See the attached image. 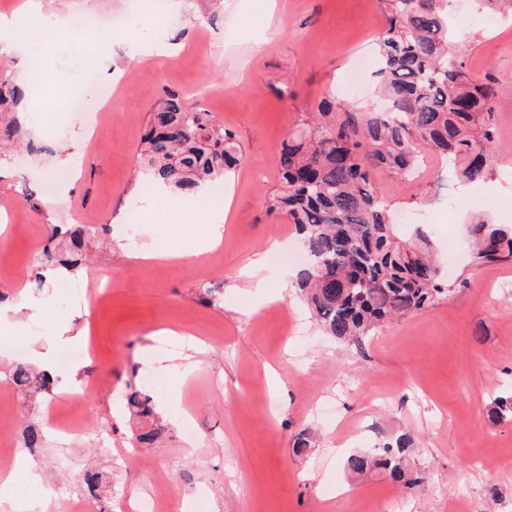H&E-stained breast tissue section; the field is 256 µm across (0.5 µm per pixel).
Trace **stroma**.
Wrapping results in <instances>:
<instances>
[{
	"label": "stroma",
	"mask_w": 512,
	"mask_h": 512,
	"mask_svg": "<svg viewBox=\"0 0 512 512\" xmlns=\"http://www.w3.org/2000/svg\"><path fill=\"white\" fill-rule=\"evenodd\" d=\"M44 13L84 14L101 21L127 12L130 0H40ZM174 54L129 59L120 28L112 62L97 71L111 82L112 100L93 116L66 114L76 96L92 97L95 71L79 57L63 63L46 35L39 55L18 47L0 57V79L15 80L33 66L51 68L58 84L40 83L31 109L19 118L42 153L0 160V478L16 459L33 464L41 480L68 494L89 493L86 470L99 474L94 493L105 512H128L132 491L168 490L162 512H512V420L490 418L496 396L512 392V262L471 263L464 226L487 219L512 225V26L501 18L461 29L465 64L477 79L498 80L495 121L499 151L484 182L473 189L484 208L452 212L455 178L445 160L428 153L419 175L398 182L385 171L374 180L395 215L424 225L454 291L434 307L390 322L362 345L326 336L297 288L280 294L302 260L300 235L266 198L278 184L279 156L290 129L316 111L327 93L339 104L372 102L373 41L385 26L378 0H183L157 17ZM289 97L278 95L279 88ZM185 92L231 131L241 161L227 175L230 211L220 247L199 256L144 263L129 247L165 248L175 225L196 224L206 213L197 199L149 190L136 177V157L148 116L165 91ZM71 155L76 173L66 188L45 183ZM145 198L153 219L138 220ZM125 209L128 224L113 229ZM95 228L85 242L87 267L60 272L35 288L33 267L54 227ZM283 254L273 262L271 251ZM257 269L261 287L244 272ZM89 280L105 292L90 302L82 338L57 341L59 320L75 312L64 290ZM220 302L205 300L207 290ZM42 305L34 315L33 305ZM26 335L16 356L11 340ZM50 349L54 386L30 404L7 376L16 360L34 363ZM80 352L84 379L94 390L83 420L69 415L71 368L63 351ZM156 381L155 412L165 424L156 445L134 446L145 419L131 414L126 396L145 375ZM192 412V433L176 422ZM33 424L48 436L43 447L22 446ZM312 431L306 452L295 450ZM409 438L408 463L421 476L414 489L383 473L353 477L347 455Z\"/></svg>",
	"instance_id": "1"
}]
</instances>
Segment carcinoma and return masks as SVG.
I'll return each mask as SVG.
<instances>
[{
	"instance_id": "carcinoma-1",
	"label": "carcinoma",
	"mask_w": 512,
	"mask_h": 512,
	"mask_svg": "<svg viewBox=\"0 0 512 512\" xmlns=\"http://www.w3.org/2000/svg\"><path fill=\"white\" fill-rule=\"evenodd\" d=\"M386 17L376 37L374 77L387 111L369 104L323 103L312 124L298 126L280 154V187L268 198L303 236L308 255L296 283L318 324L337 339L359 344L379 324L427 309L451 289L442 283L420 228L405 236L374 185L378 169L403 179L423 152L453 162L459 182L486 177L496 151L494 102L498 80L473 79L464 69L465 45L449 30L448 0H380ZM28 88L0 82V146L26 139L13 108ZM239 164L233 134L210 113L168 93L151 112L138 169L154 188L187 196ZM478 264L512 261V229L487 220L468 225ZM12 385L37 401L50 391L43 372L18 363ZM151 396L133 391L129 405L150 417ZM408 448L385 445L345 460L349 473L383 471L410 487Z\"/></svg>"
}]
</instances>
